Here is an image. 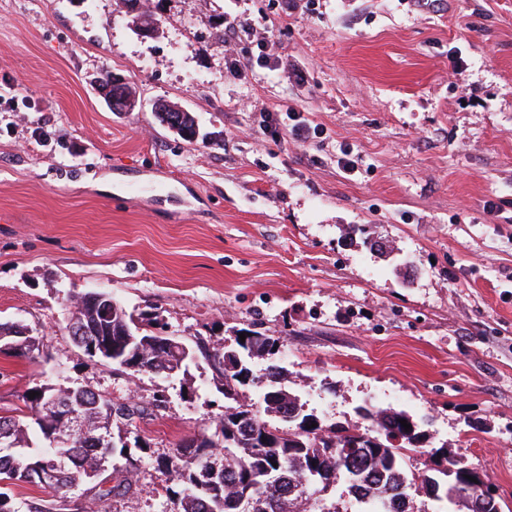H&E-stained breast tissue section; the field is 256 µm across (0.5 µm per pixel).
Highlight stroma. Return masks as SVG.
Wrapping results in <instances>:
<instances>
[{
  "instance_id": "35a3bbf8",
  "label": "stroma",
  "mask_w": 512,
  "mask_h": 512,
  "mask_svg": "<svg viewBox=\"0 0 512 512\" xmlns=\"http://www.w3.org/2000/svg\"><path fill=\"white\" fill-rule=\"evenodd\" d=\"M0 0V322L40 341L0 354V416L36 385L162 407L114 425L123 497L66 512H172L160 465L231 402L206 360L117 371L68 333L105 289L186 342L278 341L323 427L369 403L428 417L512 512V0ZM144 108L111 111L105 72ZM191 112L186 143L154 103ZM263 110L308 138L263 132ZM349 156L351 170L339 160ZM367 225L387 253L348 226Z\"/></svg>"
}]
</instances>
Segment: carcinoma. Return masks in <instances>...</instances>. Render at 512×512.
<instances>
[{
	"label": "carcinoma",
	"instance_id": "carcinoma-1",
	"mask_svg": "<svg viewBox=\"0 0 512 512\" xmlns=\"http://www.w3.org/2000/svg\"><path fill=\"white\" fill-rule=\"evenodd\" d=\"M170 105L155 106V117L165 124L177 119L193 142L194 119L190 113L169 111ZM71 302L76 330L73 343L101 339L113 341L122 350L120 358L97 354L121 371L145 372L174 377L185 372L187 364L201 356L211 366L224 387V397L238 400V387L250 379V364L271 354L277 340L251 331L237 348L226 350L221 341L199 337L184 349L178 345L155 346L148 340L160 326L149 315L136 323L132 314L106 290H97ZM38 338L24 324L0 322V353L34 360ZM264 385L258 396L260 407L240 403L224 412V420L211 435L201 433L191 442L181 441L164 462L173 495L174 512H323L311 482L312 473L329 485L342 481L353 498L352 512H413V497L431 494L448 504L446 512H474L473 494H448L456 474L468 465L461 453L435 451L434 467L411 478L403 467V449L423 448L430 438L427 422L403 410L359 406L360 423L349 428L325 430L311 427V415L301 414L298 395L288 387L284 368L271 363L264 368ZM37 396L29 398V393ZM24 420L0 416V479L11 484L40 485L37 472L44 465L58 463L51 493L65 494L74 489L91 499H106L131 491L134 471L127 469L111 478V484L97 480L103 462L115 451L112 425H131L148 415L150 408L137 402H115L112 398L84 388L36 385L22 394ZM77 411L84 428L73 433L64 447L53 444L52 435L65 409ZM411 424L405 429L400 420ZM0 512H51L40 502H18L8 489L0 490Z\"/></svg>",
	"mask_w": 512,
	"mask_h": 512
}]
</instances>
